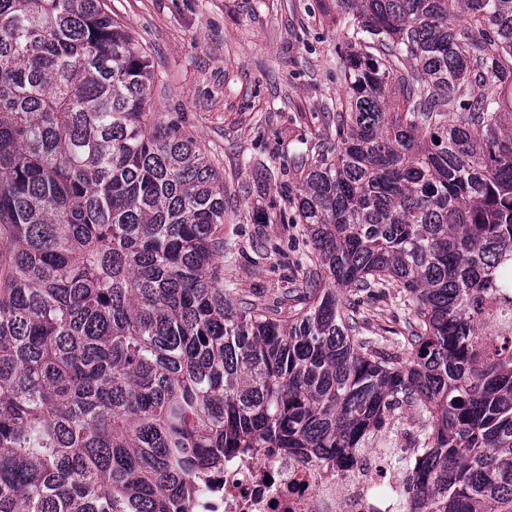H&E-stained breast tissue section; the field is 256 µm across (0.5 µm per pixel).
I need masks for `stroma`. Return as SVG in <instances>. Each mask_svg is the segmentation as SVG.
<instances>
[{
	"label": "stroma",
	"instance_id": "35a3bbf8",
	"mask_svg": "<svg viewBox=\"0 0 512 512\" xmlns=\"http://www.w3.org/2000/svg\"><path fill=\"white\" fill-rule=\"evenodd\" d=\"M147 51L150 107L177 123L224 182V285L269 302L291 288L308 245L294 207L303 158L336 141L345 84L333 0H108ZM399 287L366 301L364 335L399 351L410 316Z\"/></svg>",
	"mask_w": 512,
	"mask_h": 512
}]
</instances>
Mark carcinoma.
I'll return each mask as SVG.
<instances>
[{
	"mask_svg": "<svg viewBox=\"0 0 512 512\" xmlns=\"http://www.w3.org/2000/svg\"><path fill=\"white\" fill-rule=\"evenodd\" d=\"M335 6L282 307L224 288V183L103 0H0V512H196L236 455L339 472L405 406L404 512H512V0ZM393 284L407 360L360 332ZM396 423H398V428L394 431L395 435L394 433L390 435L392 444L387 447H381L377 444L374 448H396V451L400 454L402 453L401 448L404 452L409 453V456L419 458L420 453L418 452V448H420V445H418V443L415 445L414 443V439L417 442V431L410 414L404 413L401 415V420Z\"/></svg>",
	"mask_w": 512,
	"mask_h": 512,
	"instance_id": "cac0c4a2",
	"label": "carcinoma"
}]
</instances>
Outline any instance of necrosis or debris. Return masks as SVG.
<instances>
[{
    "mask_svg": "<svg viewBox=\"0 0 512 512\" xmlns=\"http://www.w3.org/2000/svg\"><path fill=\"white\" fill-rule=\"evenodd\" d=\"M400 473L381 474L358 463L335 472L302 465L286 454H247L224 468V490L206 512H398Z\"/></svg>",
    "mask_w": 512,
    "mask_h": 512,
    "instance_id": "4bbe7bcc",
    "label": "necrosis or debris"
}]
</instances>
